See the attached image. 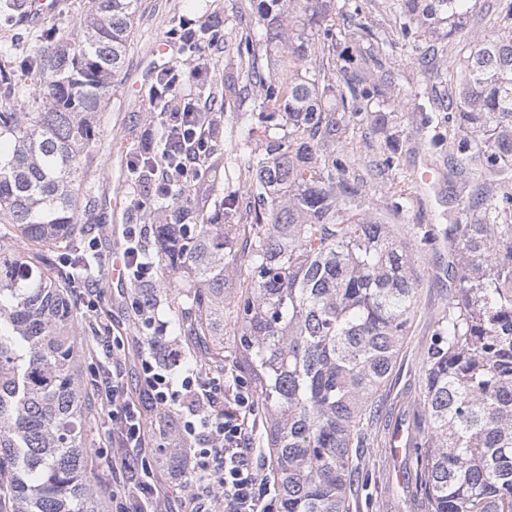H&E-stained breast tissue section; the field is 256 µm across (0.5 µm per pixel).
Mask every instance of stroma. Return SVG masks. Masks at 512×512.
Segmentation results:
<instances>
[{"label": "stroma", "instance_id": "35a3bbf8", "mask_svg": "<svg viewBox=\"0 0 512 512\" xmlns=\"http://www.w3.org/2000/svg\"><path fill=\"white\" fill-rule=\"evenodd\" d=\"M349 4L354 9L352 20L340 36L336 51L337 93H347L346 80L353 76L387 72L393 83L384 96V106L391 113L385 131L370 134L362 125L350 131L345 148L347 172L364 179V204L384 223L400 228L423 227L433 235L432 243L417 260L421 274L417 315L387 383L383 413L373 424L368 448L362 451L363 475L352 493L360 504L359 512H411L400 499L397 474L404 461L391 453L393 436L408 426L425 343L455 291L448 270L451 256L446 231L449 225L470 221L463 205L482 186L485 176L476 162L463 172L452 167L448 152L455 138L453 124H441L442 142L438 147L425 144L430 131L423 119L438 117L439 100L455 80V70L438 64L423 65L421 57L427 44L402 37L399 0H349ZM216 13L224 19V38L211 47L210 59L219 73H240L237 43L246 30L259 27L253 0H141L129 50L98 121L100 144L92 179L100 206L92 237L97 241L101 263H111L113 254L122 252L125 225L139 222L134 208L139 189L121 180L119 174L126 169L130 150L142 149L143 130L159 126L147 110L155 74L150 52L158 41L169 39L173 18L203 21ZM255 110L253 99L242 101L233 96L226 97L217 109L224 125L220 181L230 195L242 193L246 182L235 156L243 146L257 147L266 138L263 129L251 126L250 115ZM389 152L397 157L396 168H374L373 159ZM136 293L131 283L110 284L98 312L85 319L88 358L84 381L89 390L97 388V371L104 359L96 333L106 328L124 340L125 348L118 352L117 359L128 397H139L140 342L129 306Z\"/></svg>", "mask_w": 512, "mask_h": 512}]
</instances>
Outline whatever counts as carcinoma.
I'll list each match as a JSON object with an SVG mask.
<instances>
[{
	"label": "carcinoma",
	"mask_w": 512,
	"mask_h": 512,
	"mask_svg": "<svg viewBox=\"0 0 512 512\" xmlns=\"http://www.w3.org/2000/svg\"><path fill=\"white\" fill-rule=\"evenodd\" d=\"M139 0H88L76 28L36 29L28 50L0 46V512H106L88 439L99 413L82 381L84 318L68 293L96 270L77 243L98 207L90 180L97 116L123 64ZM403 38L452 37L478 0H401ZM24 0L0 27L26 19ZM503 24L462 47L447 120L450 163L480 162L488 183L467 203L481 216L448 229L455 293L427 343L417 414L408 426L405 499L416 512H512V0ZM260 32L237 45L257 120L283 131L243 156L251 224L224 223L236 197L218 194L224 157L183 175L170 154L164 197L145 194L139 218L157 225L152 259L178 280L169 324L188 351L247 385L264 421L275 512H353L354 454L367 447L376 402L417 312L415 256L427 233L400 230L360 207L346 175L349 131L384 130L371 87L349 85L336 108L333 73L348 12L333 0H256ZM224 21L194 28L219 41ZM263 43L265 70L255 47ZM20 71L33 85L15 80ZM161 70L151 111L171 109ZM219 99L221 81L204 72ZM165 140L126 169L147 186ZM66 248L60 269L42 251Z\"/></svg>",
	"instance_id": "cac0c4a2"
}]
</instances>
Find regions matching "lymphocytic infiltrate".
Here are the masks:
<instances>
[{"label": "lymphocytic infiltrate", "mask_w": 512, "mask_h": 512, "mask_svg": "<svg viewBox=\"0 0 512 512\" xmlns=\"http://www.w3.org/2000/svg\"><path fill=\"white\" fill-rule=\"evenodd\" d=\"M133 306L147 340L140 351V382L143 402L130 400L120 369L105 371L99 378L100 405L116 425L122 452L102 457L104 468L118 474L112 497L119 512H157L161 489L151 467L139 464L147 447L167 448L173 439L198 440L199 445L184 451L182 461L170 474L183 502L202 499L218 501L224 512H268L271 493L268 476L254 463L246 444L252 433L249 418L256 405L245 386H234L223 376L201 380L188 374L180 382L166 376L178 365L183 352L166 327L155 317V305L147 296L134 299ZM230 398V408L214 413L218 399ZM159 414L153 433H145L143 405Z\"/></svg>", "instance_id": "1"}]
</instances>
